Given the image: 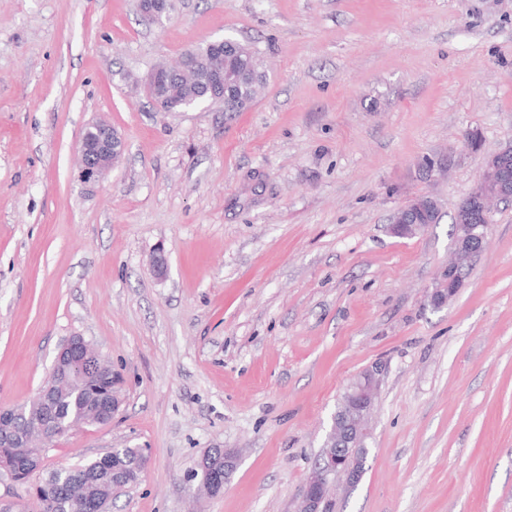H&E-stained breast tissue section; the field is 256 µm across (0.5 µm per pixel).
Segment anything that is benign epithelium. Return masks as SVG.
<instances>
[{"label": "benign epithelium", "instance_id": "7a95c632", "mask_svg": "<svg viewBox=\"0 0 512 512\" xmlns=\"http://www.w3.org/2000/svg\"><path fill=\"white\" fill-rule=\"evenodd\" d=\"M142 16L151 23L169 18L172 0H140ZM219 63L200 72L191 51L181 57L179 68L159 65L151 70L145 92L154 105L163 112H183L199 107L204 102L224 103V96L234 93V74L224 68V57L239 60L234 45H224V39L210 41ZM193 76L204 78L203 98L177 102L169 95L173 81ZM125 152L122 135L107 121L96 120L85 128L78 147L79 177L86 183L100 181L117 165ZM512 152L504 149L483 166L473 193L456 214L454 257L448 262L444 276L432 287V304L444 306L462 285V270L486 244L489 216L493 204L512 200V181L505 178L501 165L508 163ZM112 371V362L91 341L81 335L68 337L59 347L48 379L37 395L26 403L28 412L24 421L17 420L16 406L0 407V447L28 448L35 461L45 455V448L56 419L52 408L57 387L72 384L91 376ZM382 366L362 372L348 387L346 409L333 416L330 434L325 441L321 460L309 473L297 512H326L329 502L330 479L343 475L356 484L362 477L356 456L367 450L371 437V414L381 381ZM119 406L116 395L97 396L87 403V412L108 423ZM238 455L227 448H212L197 464V491L208 496L218 495L238 466ZM224 475H219V471Z\"/></svg>", "mask_w": 512, "mask_h": 512}]
</instances>
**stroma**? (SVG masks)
Returning a JSON list of instances; mask_svg holds the SVG:
<instances>
[{
	"label": "stroma",
	"mask_w": 512,
	"mask_h": 512,
	"mask_svg": "<svg viewBox=\"0 0 512 512\" xmlns=\"http://www.w3.org/2000/svg\"><path fill=\"white\" fill-rule=\"evenodd\" d=\"M222 37L263 63L252 105L157 109L150 71ZM98 118L126 149L87 184ZM509 143L512 0H174L160 24L139 0H0V406L82 335L119 408L46 466L137 446L112 512H295L339 399L380 361L366 470L336 478L334 512H512V202L452 300L428 297ZM426 195L439 222L392 235ZM212 448L240 463L196 503Z\"/></svg>",
	"instance_id": "1"
}]
</instances>
